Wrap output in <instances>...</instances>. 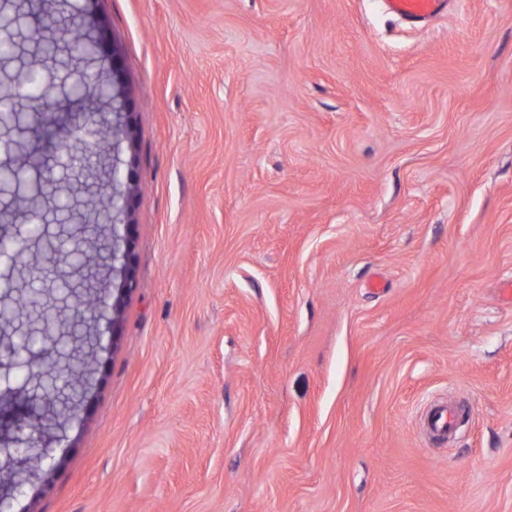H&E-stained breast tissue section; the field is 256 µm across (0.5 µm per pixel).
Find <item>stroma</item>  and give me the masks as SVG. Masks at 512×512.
<instances>
[{
    "mask_svg": "<svg viewBox=\"0 0 512 512\" xmlns=\"http://www.w3.org/2000/svg\"><path fill=\"white\" fill-rule=\"evenodd\" d=\"M106 31L131 141L102 143L136 287L79 415L28 416L9 512H512V0H10ZM75 114L23 139L87 255ZM40 258L7 265L67 333ZM461 412L433 436L430 406ZM386 10L402 19L424 21L433 18L447 6V0H384Z\"/></svg>",
    "mask_w": 512,
    "mask_h": 512,
    "instance_id": "1",
    "label": "stroma"
}]
</instances>
